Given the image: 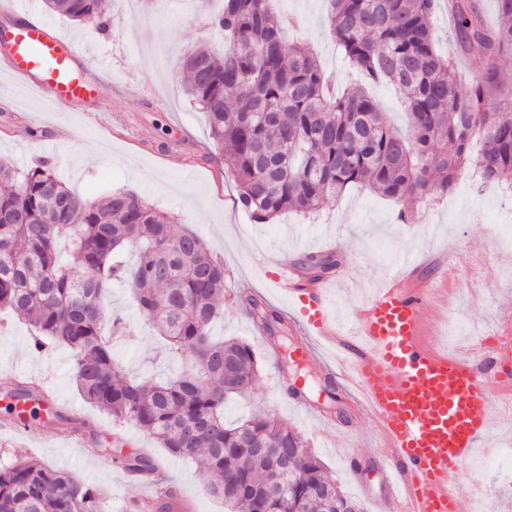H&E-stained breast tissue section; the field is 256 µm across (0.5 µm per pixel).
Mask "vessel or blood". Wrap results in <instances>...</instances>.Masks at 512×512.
I'll list each match as a JSON object with an SVG mask.
<instances>
[{
  "label": "vessel or blood",
  "mask_w": 512,
  "mask_h": 512,
  "mask_svg": "<svg viewBox=\"0 0 512 512\" xmlns=\"http://www.w3.org/2000/svg\"><path fill=\"white\" fill-rule=\"evenodd\" d=\"M0 37V64L26 88L61 105L99 99L102 83L81 48L52 25L24 17ZM280 284L297 312L298 359L318 345L332 353L324 372L354 392L383 432L387 497L396 512H461L449 478L466 462L495 418L475 362L439 355L418 340L432 290L387 282L367 302L352 327L338 324L319 283L283 271ZM5 426L23 434L35 402L12 399Z\"/></svg>",
  "instance_id": "vessel-or-blood-1"
}]
</instances>
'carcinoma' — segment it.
I'll return each instance as SVG.
<instances>
[{"instance_id": "obj_1", "label": "carcinoma", "mask_w": 512, "mask_h": 512, "mask_svg": "<svg viewBox=\"0 0 512 512\" xmlns=\"http://www.w3.org/2000/svg\"><path fill=\"white\" fill-rule=\"evenodd\" d=\"M268 2L224 0L207 19L224 33V53L199 48L183 59L185 90L207 113L238 203L255 222L317 214L353 186L402 204L446 194L465 171L512 186V90H505L512 80L498 66L512 54V0H497L494 25L479 0H448L458 56L477 72L464 90L455 61L436 49L438 0H329V30L349 65L402 92L406 136L389 128L362 86L329 96L314 54L288 42L287 28L300 20ZM45 4L100 31L109 24L107 0ZM1 184L0 315L29 325L34 350L61 345L75 353L74 378L87 403L133 423L171 456L202 460L209 490L228 512H256L258 504L238 492L244 483L286 489L269 512H364L287 424L270 414L226 424L225 402L255 383L258 360L250 344L210 335L224 315L218 300L227 285L224 263L197 233L174 231L171 217L134 192L87 202L46 160L21 172L0 158ZM305 265L318 280L336 262L312 254ZM114 281L131 286L139 311L185 369L154 383L123 377L112 346L131 328L123 315L104 312ZM250 313L263 331L286 332L282 317L256 299ZM123 463L133 473L154 472L136 452ZM165 498V512H181L175 484ZM0 512L107 507L97 488L16 455L0 459Z\"/></svg>"}]
</instances>
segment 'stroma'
<instances>
[{"label":"stroma","mask_w":512,"mask_h":512,"mask_svg":"<svg viewBox=\"0 0 512 512\" xmlns=\"http://www.w3.org/2000/svg\"><path fill=\"white\" fill-rule=\"evenodd\" d=\"M26 11L49 21L56 32L80 44L87 63L102 81V95L93 105L61 109L18 85L0 69V156L20 168L48 159L58 176L80 197L99 201L112 191L137 193L175 217L179 228L196 231L224 263L228 290L224 318L213 324L215 337L239 338L254 348L259 362L256 383L224 407L227 423L267 413L287 423L306 440L309 451L333 475L340 488L361 501L366 512H391L385 501L384 473L377 467L381 433L369 411L346 398L344 419L334 426L308 419L288 400L277 376L278 358L263 345L248 313L247 297L259 298L282 318L291 308L277 285L283 266L306 273V255H331L336 266L322 278L330 302L340 304L343 323H351L364 296L384 285L405 253L421 258L419 279L438 287H456L466 272L477 284L462 308L425 318L426 334L447 331L460 321L482 333L512 324V188L489 185L462 175L453 190L427 197L411 218L400 219V204L383 200L371 190L347 189L319 215L288 213L256 223L237 202L234 185L224 176L221 150L212 141L199 105L185 93L182 59L187 50L205 45L221 49L217 34L204 22L207 9L219 0H155L148 12L132 10L128 0H109L110 24L96 31L48 12L44 0H23ZM278 12L304 20L300 39L333 77L337 91L353 81L327 25L328 0H275ZM107 311L123 313L135 322L137 338L119 343L114 355L132 380L162 378L170 366L158 363V341L141 320L131 291L113 286ZM39 375L61 403L84 416L85 440L73 444L55 420H40L37 439L29 442L0 432V458L16 454L35 458L99 483L109 494L110 512H126L130 502L150 496V488L132 479L120 457L123 448L104 453L113 433L165 457L163 448L133 425L85 403L73 379V354L65 347L43 356L30 348L29 328L21 321L0 320V380ZM500 422H493L480 439L491 455L481 471L464 468L450 483L470 503L476 483L488 485L498 512H512V447ZM167 479L177 483L191 512H224V503L207 489L209 475L200 462L171 460Z\"/></svg>","instance_id":"obj_1"}]
</instances>
